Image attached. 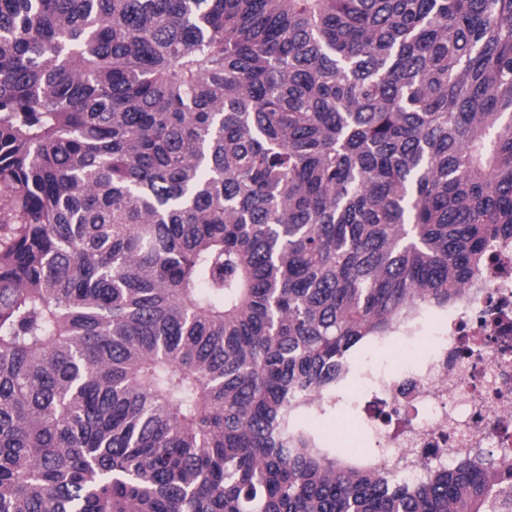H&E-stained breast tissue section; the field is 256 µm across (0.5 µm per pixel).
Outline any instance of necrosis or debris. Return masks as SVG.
I'll return each mask as SVG.
<instances>
[{"instance_id": "obj_1", "label": "necrosis or debris", "mask_w": 512, "mask_h": 512, "mask_svg": "<svg viewBox=\"0 0 512 512\" xmlns=\"http://www.w3.org/2000/svg\"><path fill=\"white\" fill-rule=\"evenodd\" d=\"M382 343L391 366L361 351L341 396L382 464L414 481L421 461L512 448V237L490 245L459 301L415 311Z\"/></svg>"}]
</instances>
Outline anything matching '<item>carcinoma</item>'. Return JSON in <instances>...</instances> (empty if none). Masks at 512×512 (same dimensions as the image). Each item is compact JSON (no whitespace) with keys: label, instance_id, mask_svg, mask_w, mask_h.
Wrapping results in <instances>:
<instances>
[{"label":"carcinoma","instance_id":"obj_1","mask_svg":"<svg viewBox=\"0 0 512 512\" xmlns=\"http://www.w3.org/2000/svg\"><path fill=\"white\" fill-rule=\"evenodd\" d=\"M512 237V0H0V512H512L313 423Z\"/></svg>","mask_w":512,"mask_h":512}]
</instances>
